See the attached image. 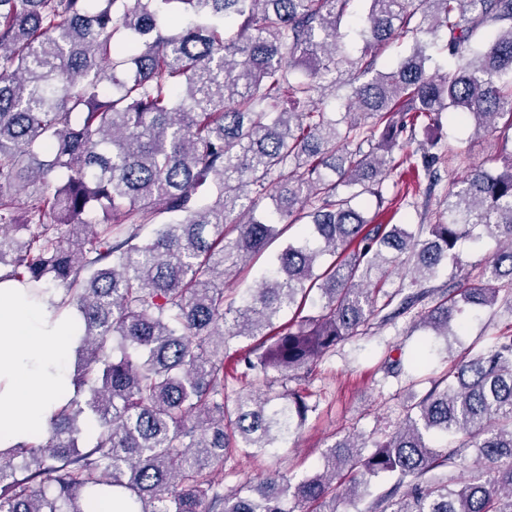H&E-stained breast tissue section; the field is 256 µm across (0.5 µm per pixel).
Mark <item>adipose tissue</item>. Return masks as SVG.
<instances>
[{"label": "adipose tissue", "instance_id": "ef3b65f1", "mask_svg": "<svg viewBox=\"0 0 512 512\" xmlns=\"http://www.w3.org/2000/svg\"><path fill=\"white\" fill-rule=\"evenodd\" d=\"M73 322L49 296L0 283V447L37 441L52 413L74 393L66 355Z\"/></svg>", "mask_w": 512, "mask_h": 512}]
</instances>
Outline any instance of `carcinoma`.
Masks as SVG:
<instances>
[{
    "label": "carcinoma",
    "instance_id": "carcinoma-1",
    "mask_svg": "<svg viewBox=\"0 0 512 512\" xmlns=\"http://www.w3.org/2000/svg\"><path fill=\"white\" fill-rule=\"evenodd\" d=\"M354 2L0 0V282L59 293L90 392L40 442L0 450V512H88L96 493L120 512H343L379 477L393 484L366 512H512V329L454 361L402 425L335 441L314 474L224 485L234 454L276 455L316 410L288 383L339 345L426 300L414 326L446 341L466 309L512 298V152L448 180L433 224L355 206H383L402 166L436 178L438 142L418 135L444 112L512 130V0H364L351 58ZM398 37L410 54L378 67ZM440 43L445 74L429 70ZM303 218L257 287L226 300L224 278ZM484 235L499 246L474 275L456 248ZM228 360L267 389L230 397ZM469 452L485 469L455 477Z\"/></svg>",
    "mask_w": 512,
    "mask_h": 512
}]
</instances>
